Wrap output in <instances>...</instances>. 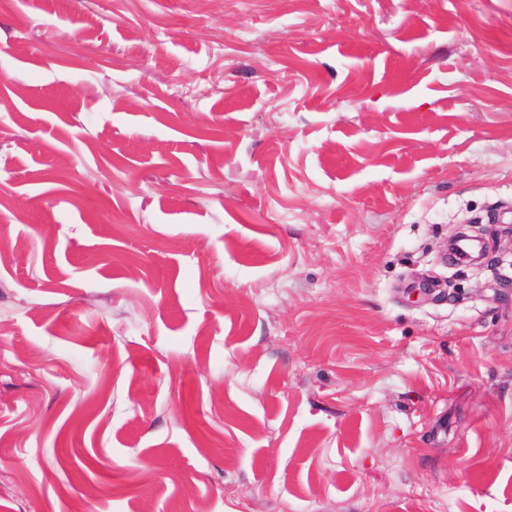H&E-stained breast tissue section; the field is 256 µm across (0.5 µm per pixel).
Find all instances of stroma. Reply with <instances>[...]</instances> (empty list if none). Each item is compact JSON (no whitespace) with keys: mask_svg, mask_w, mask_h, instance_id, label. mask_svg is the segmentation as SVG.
<instances>
[{"mask_svg":"<svg viewBox=\"0 0 512 512\" xmlns=\"http://www.w3.org/2000/svg\"><path fill=\"white\" fill-rule=\"evenodd\" d=\"M491 215L512 0H0V512H512ZM465 225H459L457 232L448 239V255L453 259L457 260V258H467L471 260L472 265H481L484 260L488 259L491 252V248L489 243L485 240L482 233L476 231L475 229L478 227L477 224H469L466 225L469 227V233L461 232V227ZM468 238L477 243L476 250L471 253H462L459 252L456 248V243L459 239Z\"/></svg>","mask_w":512,"mask_h":512,"instance_id":"35a3bbf8","label":"stroma"}]
</instances>
